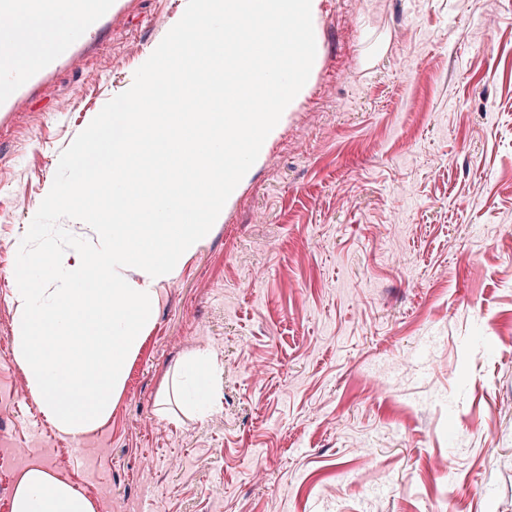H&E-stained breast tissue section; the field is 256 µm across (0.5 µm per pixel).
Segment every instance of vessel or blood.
Wrapping results in <instances>:
<instances>
[{
  "instance_id": "obj_1",
  "label": "vessel or blood",
  "mask_w": 512,
  "mask_h": 512,
  "mask_svg": "<svg viewBox=\"0 0 512 512\" xmlns=\"http://www.w3.org/2000/svg\"><path fill=\"white\" fill-rule=\"evenodd\" d=\"M119 0H0V43H6L17 18L54 13L71 18L55 42L17 58L0 53V112L26 111L42 81L60 64L83 69L105 36Z\"/></svg>"
}]
</instances>
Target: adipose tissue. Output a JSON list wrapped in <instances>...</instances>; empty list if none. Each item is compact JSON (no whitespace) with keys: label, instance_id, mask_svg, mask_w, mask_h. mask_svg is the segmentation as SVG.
<instances>
[{"label":"adipose tissue","instance_id":"adipose-tissue-1","mask_svg":"<svg viewBox=\"0 0 512 512\" xmlns=\"http://www.w3.org/2000/svg\"><path fill=\"white\" fill-rule=\"evenodd\" d=\"M65 24L61 17L18 19L11 54L22 56L32 42L50 45ZM222 373V367L210 353H190L167 372L160 398L165 401L176 397L181 406L198 415H208L220 404ZM11 512H97V505L74 485L60 479L51 468L33 465L24 469L16 480Z\"/></svg>","mask_w":512,"mask_h":512}]
</instances>
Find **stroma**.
Returning a JSON list of instances; mask_svg holds the SVG:
<instances>
[{
  "instance_id": "35a3bbf8",
  "label": "stroma",
  "mask_w": 512,
  "mask_h": 512,
  "mask_svg": "<svg viewBox=\"0 0 512 512\" xmlns=\"http://www.w3.org/2000/svg\"><path fill=\"white\" fill-rule=\"evenodd\" d=\"M187 0H125L0 116V347L59 156ZM319 63L159 291L108 421L56 432L0 358V441L98 512H512V0H321ZM222 404H160L193 351Z\"/></svg>"
}]
</instances>
